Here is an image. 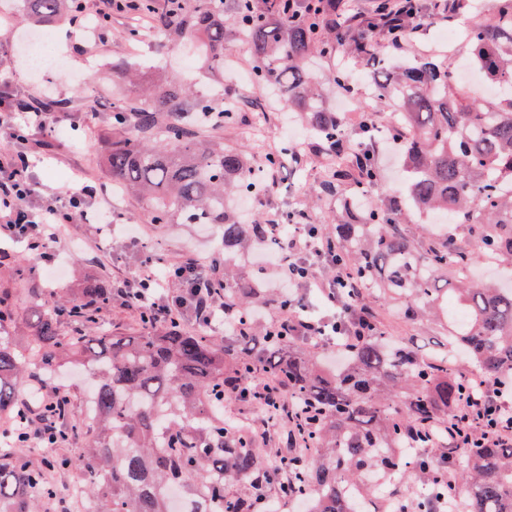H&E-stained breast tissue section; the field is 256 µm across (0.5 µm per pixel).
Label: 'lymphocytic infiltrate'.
Returning <instances> with one entry per match:
<instances>
[{
    "label": "lymphocytic infiltrate",
    "instance_id": "lymphocytic-infiltrate-1",
    "mask_svg": "<svg viewBox=\"0 0 512 512\" xmlns=\"http://www.w3.org/2000/svg\"><path fill=\"white\" fill-rule=\"evenodd\" d=\"M53 125L48 113L27 105L0 112V130L8 136L7 148L0 151V232L13 240L27 241L29 248L38 251L49 265L57 258L56 244L76 221H112L111 210L90 209L96 191L87 185L59 191L55 203L33 207L39 191L27 176L30 136L35 131L52 130ZM326 242L317 225L302 222L294 225L281 250L273 252L271 263L277 268L281 293L299 300L306 290L314 288L335 308L330 317L281 316L277 321L279 335H361V328L349 326L346 320L347 309L340 290L348 288L358 298L363 297L364 291L360 285L348 282L338 254L328 250ZM211 282V270L193 258L171 266L162 276L145 264L121 287L113 289L112 301L122 308L130 301H138L150 311L156 326L186 318L207 326L224 319V304ZM174 283L180 285V292H171ZM448 441L457 448H485L502 441L512 442V387L484 379L472 383L455 419L448 424Z\"/></svg>",
    "mask_w": 512,
    "mask_h": 512
}]
</instances>
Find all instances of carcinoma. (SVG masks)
I'll return each instance as SVG.
<instances>
[{
  "mask_svg": "<svg viewBox=\"0 0 512 512\" xmlns=\"http://www.w3.org/2000/svg\"><path fill=\"white\" fill-rule=\"evenodd\" d=\"M24 11L51 30L77 7V0H19ZM338 0H142L167 36L198 45L200 69L224 83V38L247 44L256 61L255 80L284 95L313 132L312 148L326 157L322 192L336 201L351 197L347 211L327 219L322 231L342 254L349 277L368 297L396 300L407 319L448 314V297L462 318L447 331L448 351L421 356L413 345L386 336L382 321L356 342L336 368L324 366L319 346L300 336L270 337L253 317L257 308L279 310L284 300L264 291L237 268L235 256L255 244L277 247L261 224H243L224 204L230 193L249 189L267 168L249 169L241 151L199 134L202 124L222 128L237 111L190 87L157 75L146 93L113 108L115 136L105 161L112 180L151 202V221L176 217L209 224L224 244V339L178 325L136 336L99 328V313L112 303V284L85 279L77 290L48 292L33 268L14 266L27 285V305L17 307L15 288L0 285V331L22 320L37 341L23 351L0 335V438L15 436L34 416L51 423L40 436L56 449L35 463L25 445L0 447V512H41L55 488L47 471L77 468L87 473L85 490L94 512H174L175 491L192 502L187 512H278L286 501H308V512H387L373 487L386 476L417 478L426 492L407 490L397 512H431V501L464 497L469 512H512V446L455 448L431 467L417 454L426 440L446 436L469 382L452 362L484 376L512 378V288L476 280L478 256L512 267V0H497L495 13L477 17L465 43V62L497 94L478 99L457 81L446 61L417 56L373 76L372 97L396 100L395 124L361 132L357 151L381 135L406 133L405 191L409 205L443 224H420L410 233L400 224V204L368 197L378 183L373 159L362 163L336 150L343 130L323 104L312 80L314 60H336L347 45L362 61L375 59L376 36H384L386 12L378 7L355 35L336 26ZM404 8L439 22L437 0H406ZM465 224L479 251L448 233ZM71 322L85 327L65 336ZM88 373L97 428L87 456L74 461L62 445L83 436L71 417L69 395L56 392L25 403L27 368L48 380L73 356ZM278 387L288 402L249 396L243 403L293 432L305 454L280 462L261 449L257 431L224 418L221 396L228 381L249 386L255 372ZM455 470L448 488L446 468Z\"/></svg>",
  "mask_w": 512,
  "mask_h": 512,
  "instance_id": "1",
  "label": "carcinoma"
}]
</instances>
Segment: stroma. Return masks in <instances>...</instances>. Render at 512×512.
<instances>
[{
    "mask_svg": "<svg viewBox=\"0 0 512 512\" xmlns=\"http://www.w3.org/2000/svg\"><path fill=\"white\" fill-rule=\"evenodd\" d=\"M5 19L0 22V92L10 98L37 102L45 99L69 101L71 110L62 119L65 128L79 127L76 148H69L66 140L56 136L34 133V142L43 144L40 160L34 162L30 174L39 183L44 194H52L62 188H80L82 183L95 184L108 202L114 219L122 224H139L143 227L145 243L134 249L112 240L101 232L98 225L78 224L71 236L58 246L66 259V279L70 286H77L88 278H100L115 283L122 280L150 258H162L171 264L184 257H193L203 263L224 256V247L198 224L174 220L168 224L154 225L149 220L148 204L133 196L123 194L116 187L103 165L104 140L110 133L108 117L113 106L134 99L132 87L114 74L112 61L127 59L141 62L140 84H148L152 68L165 66L169 76L180 83L203 88L204 79L192 72L182 43L171 41L162 31H146L134 11L113 14L111 22L93 33H86L85 22L65 17L59 29L73 28L80 35L75 42L59 50L64 71L51 76L35 71L25 61L20 38L30 23L25 15L7 5L0 9ZM469 12L460 8L448 11L441 17L437 28H424L413 36L409 47L396 48L380 45L377 57L371 64H354L348 58L347 47L336 49L335 65L320 64L311 74L326 93V108L334 112L347 135H357L352 116L359 112L361 104L371 101L369 85L376 68L395 65L406 57L420 53L451 55L453 61L464 60L466 47L456 42L445 47L438 41L439 32L453 30L463 32ZM229 65L224 73L226 96L238 108L242 123L234 129L207 130V138L222 142L225 146L244 150L251 166H261L267 152L283 141L284 131H302V124L290 123L287 110L277 102L274 94L262 86L242 83V74L253 71L255 63L250 52L241 42L230 40L224 45ZM349 69L351 90L343 92L333 88L330 72L333 67ZM95 97L98 111L87 116V97ZM372 102V101H371ZM265 114L264 133H254L257 114ZM401 155L379 145L375 160L380 170L376 195L380 198L400 200L404 197L400 172ZM324 163L311 158L302 163L286 162L274 172V182L254 191L255 203L246 208L248 219L262 221L266 215L277 212H305L314 223L320 224L336 211L335 201L322 197L318 183ZM375 309L383 318L390 336L413 344L420 352L435 351L436 344L445 333L443 325L431 320L408 321L403 318L398 304L383 300L375 302ZM59 383L67 386L72 401L73 417L85 430L94 424L88 413V379L83 367L66 365L59 374ZM58 383V384H59Z\"/></svg>",
    "mask_w": 512,
    "mask_h": 512,
    "instance_id": "obj_1",
    "label": "stroma"
}]
</instances>
